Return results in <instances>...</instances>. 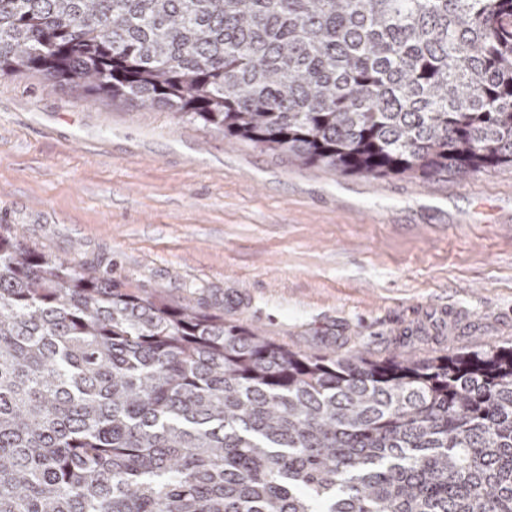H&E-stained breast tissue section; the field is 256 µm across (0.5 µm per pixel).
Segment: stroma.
Returning <instances> with one entry per match:
<instances>
[{
    "mask_svg": "<svg viewBox=\"0 0 512 512\" xmlns=\"http://www.w3.org/2000/svg\"><path fill=\"white\" fill-rule=\"evenodd\" d=\"M0 224L292 351L512 344V166L345 175L20 73L0 77Z\"/></svg>",
    "mask_w": 512,
    "mask_h": 512,
    "instance_id": "35a3bbf8",
    "label": "stroma"
}]
</instances>
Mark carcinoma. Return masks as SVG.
I'll return each instance as SVG.
<instances>
[{
	"label": "carcinoma",
	"instance_id": "carcinoma-1",
	"mask_svg": "<svg viewBox=\"0 0 512 512\" xmlns=\"http://www.w3.org/2000/svg\"><path fill=\"white\" fill-rule=\"evenodd\" d=\"M343 174L512 166V0H0V75ZM0 512H512V347L308 354L0 225Z\"/></svg>",
	"mask_w": 512,
	"mask_h": 512
}]
</instances>
